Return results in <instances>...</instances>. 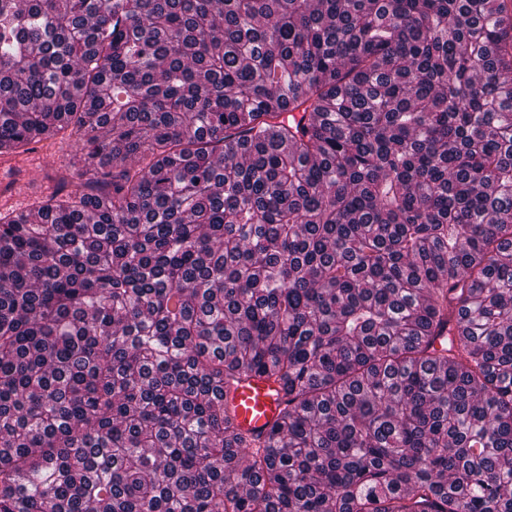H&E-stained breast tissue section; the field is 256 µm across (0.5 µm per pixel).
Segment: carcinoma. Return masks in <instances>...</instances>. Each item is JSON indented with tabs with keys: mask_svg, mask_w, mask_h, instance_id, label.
Instances as JSON below:
<instances>
[{
	"mask_svg": "<svg viewBox=\"0 0 512 512\" xmlns=\"http://www.w3.org/2000/svg\"><path fill=\"white\" fill-rule=\"evenodd\" d=\"M64 136L0 512H512V0H0V156ZM277 385L260 377L244 378L232 394L235 419L246 430L266 431L279 412Z\"/></svg>",
	"mask_w": 512,
	"mask_h": 512,
	"instance_id": "cac0c4a2",
	"label": "carcinoma"
}]
</instances>
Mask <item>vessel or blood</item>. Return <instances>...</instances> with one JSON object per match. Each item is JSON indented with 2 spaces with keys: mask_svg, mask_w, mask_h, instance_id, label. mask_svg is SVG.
Segmentation results:
<instances>
[{
  "mask_svg": "<svg viewBox=\"0 0 512 512\" xmlns=\"http://www.w3.org/2000/svg\"><path fill=\"white\" fill-rule=\"evenodd\" d=\"M0 204L19 213L36 207L33 194L18 191L13 185L0 188ZM276 389V384L260 377L243 379L232 394L237 423L247 430H267L279 412Z\"/></svg>",
  "mask_w": 512,
  "mask_h": 512,
  "instance_id": "vessel-or-blood-1",
  "label": "vessel or blood"
}]
</instances>
